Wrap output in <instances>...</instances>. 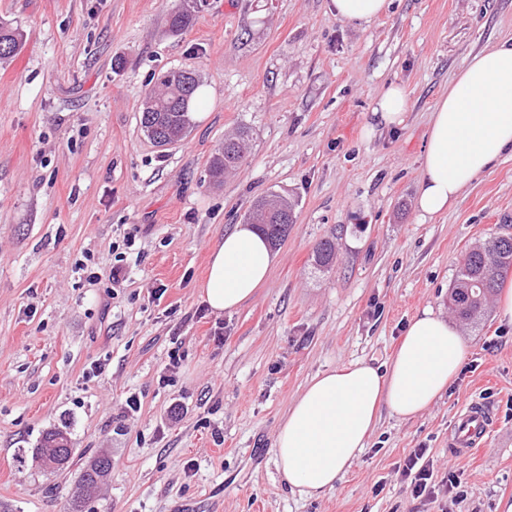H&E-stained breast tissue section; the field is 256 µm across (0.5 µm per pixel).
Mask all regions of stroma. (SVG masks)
<instances>
[{
	"label": "stroma",
	"mask_w": 512,
	"mask_h": 512,
	"mask_svg": "<svg viewBox=\"0 0 512 512\" xmlns=\"http://www.w3.org/2000/svg\"><path fill=\"white\" fill-rule=\"evenodd\" d=\"M172 2L0 0L27 36L0 62V512H67L102 450L112 474L93 512H512V325L491 308L460 324L447 392L413 419L382 410L334 490L290 491L273 453L312 377L383 365L415 315L447 313L461 253L512 234V152L447 213L415 203L432 109L471 56L512 38V0H391L362 26L333 0H207L178 36ZM170 69L199 73L207 96L187 138L159 148L140 106ZM393 84L403 127L366 136ZM239 129L247 161L209 184ZM269 194L298 206L267 283L238 310H205L216 242ZM333 232L328 272L313 248ZM473 398L493 425L473 456L450 457ZM54 428L73 459L50 472L31 456ZM416 448L463 499L410 497L399 467Z\"/></svg>",
	"instance_id": "stroma-1"
}]
</instances>
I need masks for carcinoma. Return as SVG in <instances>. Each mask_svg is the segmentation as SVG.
Returning a JSON list of instances; mask_svg holds the SVG:
<instances>
[{"label":"carcinoma","mask_w":512,"mask_h":512,"mask_svg":"<svg viewBox=\"0 0 512 512\" xmlns=\"http://www.w3.org/2000/svg\"><path fill=\"white\" fill-rule=\"evenodd\" d=\"M195 0H175L168 16L169 32L179 35L192 27L198 19ZM25 36L18 28L0 22V61L21 52ZM202 97V80L197 73L170 70L161 76L159 86L149 90L143 99L140 124L146 137L156 146L163 147L184 139L191 127L189 113L196 110ZM249 149L248 134L242 130L224 137V144L213 155L208 173L210 183L223 182L224 176L235 171L245 160ZM296 202L271 194L255 200L245 222L255 225L271 245L276 247L288 236V228L295 223ZM315 264L330 269L336 262L335 238L327 237L317 243ZM512 268V236L494 237L489 244L483 242L469 248L458 260L457 272L448 298V307L460 320L473 322L484 312L495 295L504 273ZM59 430L48 431L43 439V452L33 453L32 459L49 469L66 467L73 451L67 449L58 456L55 448ZM112 461L106 455L92 457L83 467L81 480L92 484L109 475Z\"/></svg>","instance_id":"1"}]
</instances>
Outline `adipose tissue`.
Segmentation results:
<instances>
[{"label": "adipose tissue", "mask_w": 512, "mask_h": 512, "mask_svg": "<svg viewBox=\"0 0 512 512\" xmlns=\"http://www.w3.org/2000/svg\"><path fill=\"white\" fill-rule=\"evenodd\" d=\"M512 150V40L473 55L437 101L422 156L418 210L434 215ZM277 258L250 224L224 234L211 254L200 297L215 314L252 300ZM458 328L433 309L409 322L388 362L363 361L316 374L290 405L275 437L280 480L318 498L362 454L382 409L409 419L428 410L460 371Z\"/></svg>", "instance_id": "obj_1"}]
</instances>
